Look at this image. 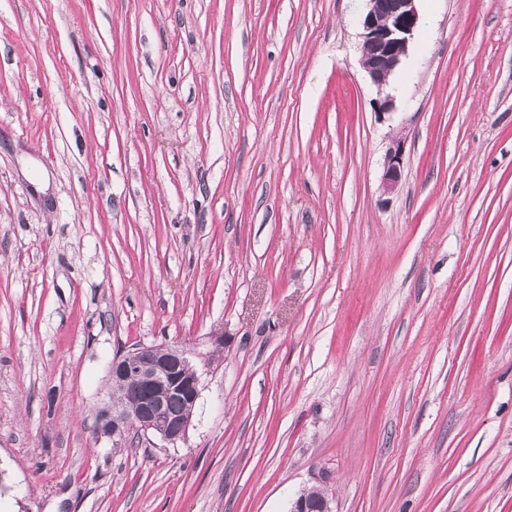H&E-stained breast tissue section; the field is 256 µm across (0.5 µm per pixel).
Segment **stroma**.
Returning <instances> with one entry per match:
<instances>
[{
  "mask_svg": "<svg viewBox=\"0 0 512 512\" xmlns=\"http://www.w3.org/2000/svg\"><path fill=\"white\" fill-rule=\"evenodd\" d=\"M364 7L0 0V512H512V0H418L381 89ZM159 344L187 436L113 447ZM405 141L401 138L392 140L384 161L383 174L380 183L382 194L390 195L395 193L402 181L404 168ZM194 353L182 345L142 346L122 355H116L110 366L112 393L107 403L99 408L96 428L100 435L112 437L116 446L134 433L155 436L175 444L187 435L192 422L191 413H181L193 408L199 398V377L192 364ZM135 380L140 385L149 411L140 407V391L124 390ZM179 415L171 414L168 409ZM179 396V397H178ZM186 402H184L183 400ZM306 492H301L293 497L289 503L288 512H334L331 507V501L319 488H312ZM323 496V497H321ZM320 497V498H313Z\"/></svg>",
  "mask_w": 512,
  "mask_h": 512,
  "instance_id": "35a3bbf8",
  "label": "stroma"
}]
</instances>
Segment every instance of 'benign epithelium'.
Listing matches in <instances>:
<instances>
[{"instance_id":"1","label":"benign epithelium","mask_w":512,"mask_h":512,"mask_svg":"<svg viewBox=\"0 0 512 512\" xmlns=\"http://www.w3.org/2000/svg\"><path fill=\"white\" fill-rule=\"evenodd\" d=\"M417 0H366L362 21V67L378 88L388 83L407 56L419 24ZM405 141L392 140L384 161L381 193H395L402 181ZM193 352L182 345L142 346L112 358V393L96 415L97 432L120 445L134 433L155 436L175 444L185 438L192 414L175 415L168 405L173 395L194 407L199 398V377L192 364ZM140 385L149 410L123 400L121 388ZM288 512H334L328 497L313 498L301 492L289 503Z\"/></svg>"}]
</instances>
